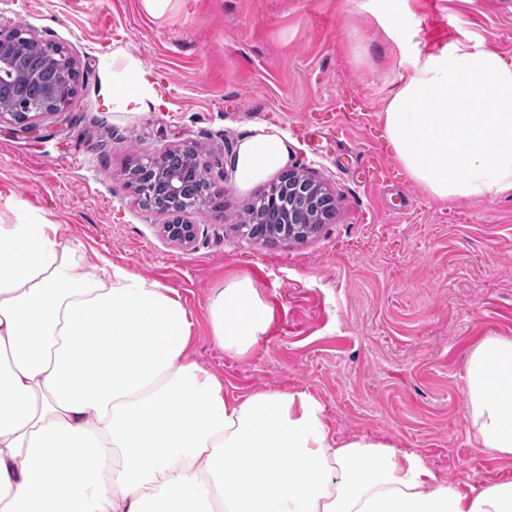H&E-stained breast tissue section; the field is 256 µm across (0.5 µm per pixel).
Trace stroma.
<instances>
[{"label": "stroma", "mask_w": 512, "mask_h": 512, "mask_svg": "<svg viewBox=\"0 0 512 512\" xmlns=\"http://www.w3.org/2000/svg\"><path fill=\"white\" fill-rule=\"evenodd\" d=\"M18 26L65 46L83 86L35 132L0 117V201L59 225L89 272L110 262L176 290L195 318L192 359L230 394L303 390L339 435L417 453L442 481L512 480V460L470 439L466 391L472 349L512 338V197H428L382 120L405 52L481 40L512 59V0H402L396 27L373 0H170L158 16L143 0H0V30ZM131 57L167 106L117 122L104 82ZM257 126L284 133L289 168L336 199L335 221L302 242L270 247L236 227L255 192L236 187L233 158ZM168 148L206 158L224 202L187 213L189 245L125 174ZM374 159L395 171L381 186ZM243 275L274 320L237 359L214 343L208 307Z\"/></svg>", "instance_id": "obj_1"}]
</instances>
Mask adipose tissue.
I'll return each instance as SVG.
<instances>
[{"mask_svg": "<svg viewBox=\"0 0 512 512\" xmlns=\"http://www.w3.org/2000/svg\"><path fill=\"white\" fill-rule=\"evenodd\" d=\"M382 114L409 179L439 200L512 197V61L479 41L415 53ZM129 60L113 120L160 106ZM290 159L254 128L240 189ZM272 307L253 281L210 302L215 344L245 357ZM178 293L127 267L87 271L58 225L20 201L0 209V512H512V481H440L413 452L336 436L309 393L227 396L188 355ZM473 441L512 459V338L471 351Z\"/></svg>", "mask_w": 512, "mask_h": 512, "instance_id": "adipose-tissue-1", "label": "adipose tissue"}]
</instances>
